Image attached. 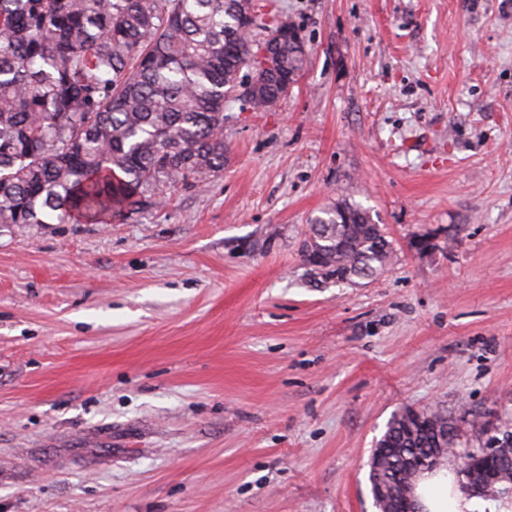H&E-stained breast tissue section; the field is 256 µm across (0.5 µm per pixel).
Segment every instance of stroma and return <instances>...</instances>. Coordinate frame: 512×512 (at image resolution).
Segmentation results:
<instances>
[{"label": "stroma", "mask_w": 512, "mask_h": 512, "mask_svg": "<svg viewBox=\"0 0 512 512\" xmlns=\"http://www.w3.org/2000/svg\"><path fill=\"white\" fill-rule=\"evenodd\" d=\"M308 60L224 168L111 223L0 225V512H379L394 413L512 433V0H253ZM392 243L315 281L338 202Z\"/></svg>", "instance_id": "stroma-1"}]
</instances>
